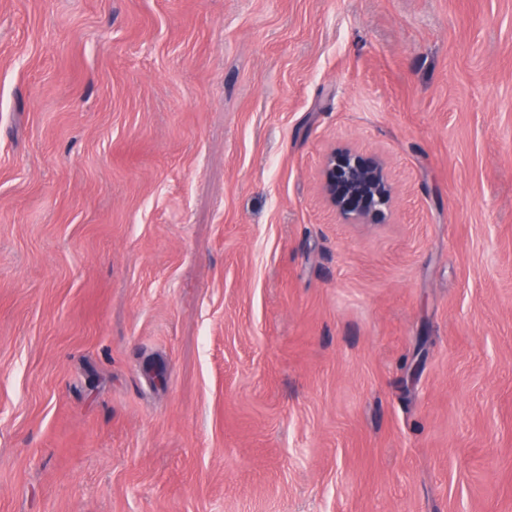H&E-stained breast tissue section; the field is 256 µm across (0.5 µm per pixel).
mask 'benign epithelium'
I'll use <instances>...</instances> for the list:
<instances>
[{
    "label": "benign epithelium",
    "instance_id": "1",
    "mask_svg": "<svg viewBox=\"0 0 512 512\" xmlns=\"http://www.w3.org/2000/svg\"><path fill=\"white\" fill-rule=\"evenodd\" d=\"M322 193L344 219L359 224H382L391 206L393 186L378 154L341 149L325 157Z\"/></svg>",
    "mask_w": 512,
    "mask_h": 512
}]
</instances>
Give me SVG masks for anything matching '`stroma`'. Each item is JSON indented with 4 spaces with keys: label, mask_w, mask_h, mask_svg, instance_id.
Returning a JSON list of instances; mask_svg holds the SVG:
<instances>
[{
    "label": "stroma",
    "mask_w": 512,
    "mask_h": 512,
    "mask_svg": "<svg viewBox=\"0 0 512 512\" xmlns=\"http://www.w3.org/2000/svg\"><path fill=\"white\" fill-rule=\"evenodd\" d=\"M0 512H512V0H0ZM322 193L346 220L382 224L393 198V186L382 158L359 149L334 150L325 157Z\"/></svg>",
    "instance_id": "35a3bbf8"
}]
</instances>
